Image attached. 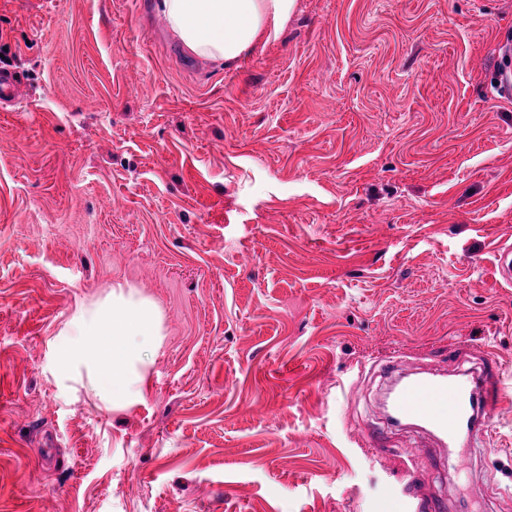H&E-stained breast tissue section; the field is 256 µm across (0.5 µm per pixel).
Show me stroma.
I'll return each mask as SVG.
<instances>
[{
	"label": "stroma",
	"mask_w": 512,
	"mask_h": 512,
	"mask_svg": "<svg viewBox=\"0 0 512 512\" xmlns=\"http://www.w3.org/2000/svg\"><path fill=\"white\" fill-rule=\"evenodd\" d=\"M507 38L512 0H297L204 67L149 0H0V512H386L412 476L512 512ZM118 283L164 343L112 412L49 343ZM389 359L503 364L459 471L389 425Z\"/></svg>",
	"instance_id": "35a3bbf8"
}]
</instances>
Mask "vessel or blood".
<instances>
[{"label": "vessel or blood", "instance_id": "1", "mask_svg": "<svg viewBox=\"0 0 512 512\" xmlns=\"http://www.w3.org/2000/svg\"><path fill=\"white\" fill-rule=\"evenodd\" d=\"M390 418L413 422L451 448L483 437L503 398L500 371L487 367L465 373L399 377L392 385Z\"/></svg>", "mask_w": 512, "mask_h": 512}]
</instances>
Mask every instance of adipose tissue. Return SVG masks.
I'll use <instances>...</instances> for the list:
<instances>
[{"label": "adipose tissue", "instance_id": "1", "mask_svg": "<svg viewBox=\"0 0 512 512\" xmlns=\"http://www.w3.org/2000/svg\"><path fill=\"white\" fill-rule=\"evenodd\" d=\"M296 0H158L156 8L190 54L214 63L234 61L276 40ZM163 344L156 304L135 288L116 286L78 306L51 342V369L63 389H86L112 412L144 397L150 351Z\"/></svg>", "mask_w": 512, "mask_h": 512}]
</instances>
